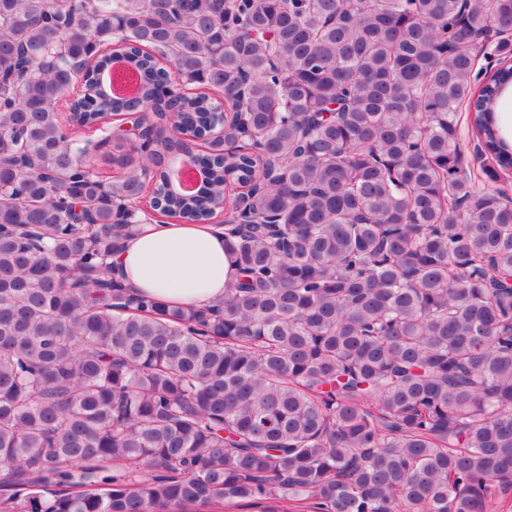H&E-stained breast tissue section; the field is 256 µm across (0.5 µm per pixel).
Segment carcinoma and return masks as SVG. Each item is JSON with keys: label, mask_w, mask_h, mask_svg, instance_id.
Listing matches in <instances>:
<instances>
[{"label": "carcinoma", "mask_w": 512, "mask_h": 512, "mask_svg": "<svg viewBox=\"0 0 512 512\" xmlns=\"http://www.w3.org/2000/svg\"><path fill=\"white\" fill-rule=\"evenodd\" d=\"M511 32L512 0H0V512H486L512 488ZM123 115L156 141L112 139L106 184L77 132ZM150 210L224 215V301L112 277ZM467 113L463 112L461 117V126H460V134H461V142L465 148V151L467 153L468 159H469V165L472 171L476 172L479 176V179L482 177V168L485 165L484 157L476 159L473 156V146L474 144H477V139L475 134L471 131L470 125H468V122L466 120Z\"/></svg>", "instance_id": "carcinoma-1"}]
</instances>
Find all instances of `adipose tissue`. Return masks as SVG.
<instances>
[{
	"instance_id": "obj_1",
	"label": "adipose tissue",
	"mask_w": 512,
	"mask_h": 512,
	"mask_svg": "<svg viewBox=\"0 0 512 512\" xmlns=\"http://www.w3.org/2000/svg\"><path fill=\"white\" fill-rule=\"evenodd\" d=\"M115 277L167 307H205L224 298L238 270L220 224L138 225L110 260Z\"/></svg>"
}]
</instances>
